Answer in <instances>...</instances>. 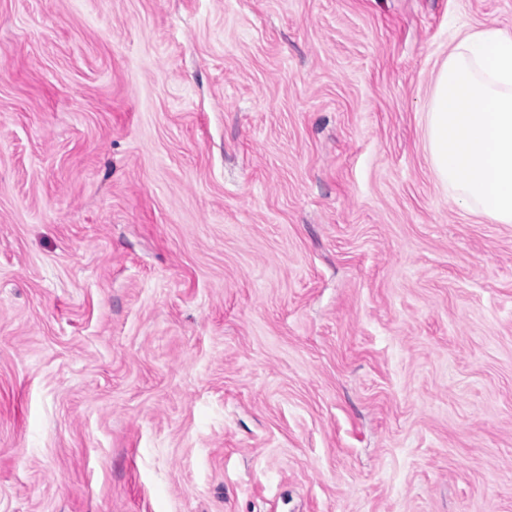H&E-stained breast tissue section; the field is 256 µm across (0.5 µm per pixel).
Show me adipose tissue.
I'll list each match as a JSON object with an SVG mask.
<instances>
[{"instance_id":"adipose-tissue-1","label":"adipose tissue","mask_w":512,"mask_h":512,"mask_svg":"<svg viewBox=\"0 0 512 512\" xmlns=\"http://www.w3.org/2000/svg\"><path fill=\"white\" fill-rule=\"evenodd\" d=\"M426 141L437 182L494 224H512V34L465 32L435 76Z\"/></svg>"}]
</instances>
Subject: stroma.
I'll return each mask as SVG.
<instances>
[{
	"label": "stroma",
	"instance_id": "obj_1",
	"mask_svg": "<svg viewBox=\"0 0 512 512\" xmlns=\"http://www.w3.org/2000/svg\"><path fill=\"white\" fill-rule=\"evenodd\" d=\"M512 0H0V512H512V224L434 76Z\"/></svg>",
	"mask_w": 512,
	"mask_h": 512
}]
</instances>
